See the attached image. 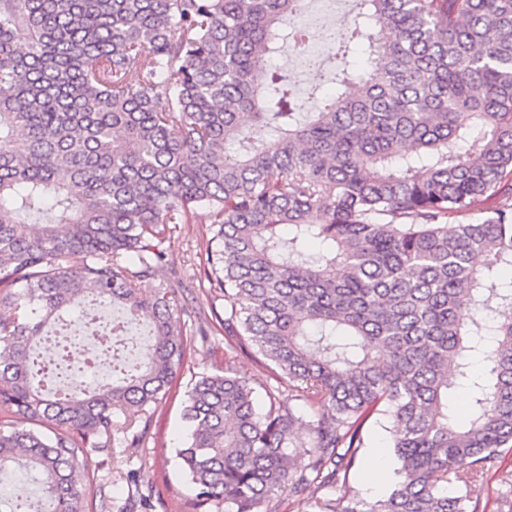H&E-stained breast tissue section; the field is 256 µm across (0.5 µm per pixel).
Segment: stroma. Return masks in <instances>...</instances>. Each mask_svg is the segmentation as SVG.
Instances as JSON below:
<instances>
[{
    "label": "stroma",
    "mask_w": 512,
    "mask_h": 512,
    "mask_svg": "<svg viewBox=\"0 0 512 512\" xmlns=\"http://www.w3.org/2000/svg\"><path fill=\"white\" fill-rule=\"evenodd\" d=\"M297 52L285 47L272 63L281 67L291 79L304 110H313L317 99L335 95L340 68L331 60L322 68H297ZM210 224L206 212H197L190 223L180 225L169 249V263L179 280V301L190 316L183 327L185 355L176 378L154 410L153 420L143 443L126 449L123 469L141 472L145 486L158 504L157 512H185L184 503L193 488L179 471L175 450L185 439L182 409L186 392L195 376L220 373L226 357H233L238 374L257 382L259 406L269 404L270 397L288 398V383L280 379L273 365L265 364L256 354H230V337L224 334V299L211 290L204 275L205 246ZM364 446L360 448L349 474V486L368 501L385 495L395 480L394 456L378 460L377 449L391 445L385 420L369 421L364 428ZM482 512H512V451H506L497 473L477 482L472 493Z\"/></svg>",
    "instance_id": "obj_1"
}]
</instances>
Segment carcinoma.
Masks as SVG:
<instances>
[{"instance_id":"obj_1","label":"carcinoma","mask_w":512,"mask_h":512,"mask_svg":"<svg viewBox=\"0 0 512 512\" xmlns=\"http://www.w3.org/2000/svg\"><path fill=\"white\" fill-rule=\"evenodd\" d=\"M359 2L322 29L344 90L304 112L259 66L308 40L302 0H0V410L33 424H0V472L39 488L0 512H112L91 455L120 463L176 376L167 257L198 209L224 335L316 410L257 412L230 361L201 374L176 450L191 512L284 492L322 512H479L472 484L512 448V0ZM85 302L125 314L96 324L112 380L43 389L32 356ZM376 416L398 468L368 502L346 476ZM127 483L118 512H154Z\"/></svg>"}]
</instances>
